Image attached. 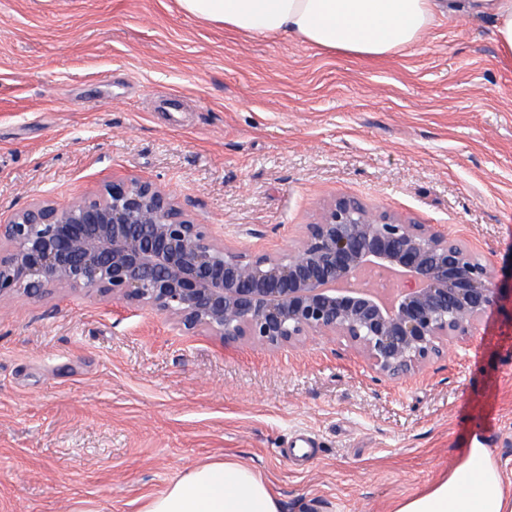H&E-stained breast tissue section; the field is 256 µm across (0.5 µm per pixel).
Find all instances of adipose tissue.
<instances>
[{"label": "adipose tissue", "mask_w": 512, "mask_h": 512, "mask_svg": "<svg viewBox=\"0 0 512 512\" xmlns=\"http://www.w3.org/2000/svg\"><path fill=\"white\" fill-rule=\"evenodd\" d=\"M205 23L254 35L296 36L363 60L385 59L418 45L438 18L489 19L504 62L512 63V0H178ZM140 512H281L277 494L249 466L224 460L186 469ZM392 512H512L490 448L473 437L465 455Z\"/></svg>", "instance_id": "obj_1"}]
</instances>
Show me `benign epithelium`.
<instances>
[{"label":"benign epithelium","instance_id":"1","mask_svg":"<svg viewBox=\"0 0 512 512\" xmlns=\"http://www.w3.org/2000/svg\"><path fill=\"white\" fill-rule=\"evenodd\" d=\"M397 277L383 295L364 273ZM87 288L147 306L184 332L297 349L346 341L375 373L412 376L461 347L502 299L489 264L433 224L336 200L282 252L246 253L152 183L115 175L95 194L37 199L0 223V301Z\"/></svg>","mask_w":512,"mask_h":512}]
</instances>
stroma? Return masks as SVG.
Returning a JSON list of instances; mask_svg holds the SVG:
<instances>
[{
    "instance_id": "35a3bbf8",
    "label": "stroma",
    "mask_w": 512,
    "mask_h": 512,
    "mask_svg": "<svg viewBox=\"0 0 512 512\" xmlns=\"http://www.w3.org/2000/svg\"><path fill=\"white\" fill-rule=\"evenodd\" d=\"M116 174L249 253L287 250L356 197L437 225L512 287V65L486 19H439L364 64L177 0H0V220ZM476 434L512 481L507 296L400 381L343 340L227 345L85 289L0 304V512H138L227 458L282 512H391Z\"/></svg>"
}]
</instances>
